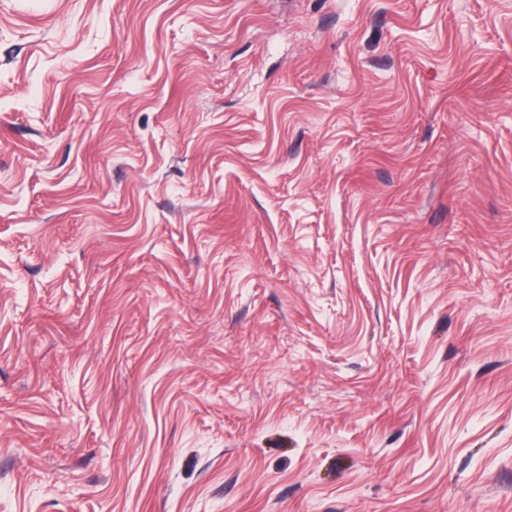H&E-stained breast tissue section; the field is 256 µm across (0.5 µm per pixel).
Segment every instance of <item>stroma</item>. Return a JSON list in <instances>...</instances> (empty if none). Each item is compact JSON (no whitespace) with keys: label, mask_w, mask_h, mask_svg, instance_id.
<instances>
[{"label":"stroma","mask_w":512,"mask_h":512,"mask_svg":"<svg viewBox=\"0 0 512 512\" xmlns=\"http://www.w3.org/2000/svg\"><path fill=\"white\" fill-rule=\"evenodd\" d=\"M0 512H512V0H0Z\"/></svg>","instance_id":"stroma-1"}]
</instances>
